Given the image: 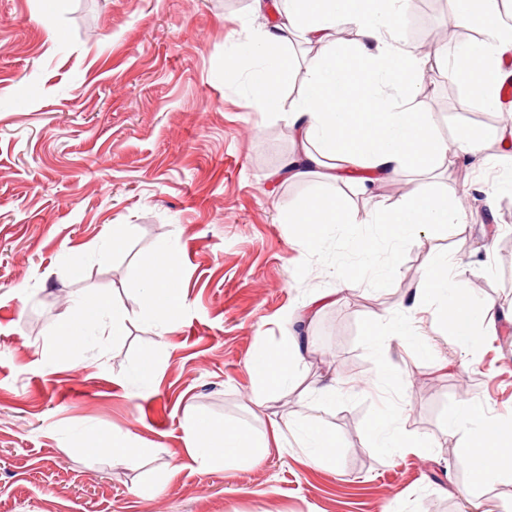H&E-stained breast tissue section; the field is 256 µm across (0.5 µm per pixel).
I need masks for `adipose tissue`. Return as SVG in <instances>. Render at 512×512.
Here are the masks:
<instances>
[{
	"label": "adipose tissue",
	"instance_id": "obj_1",
	"mask_svg": "<svg viewBox=\"0 0 512 512\" xmlns=\"http://www.w3.org/2000/svg\"><path fill=\"white\" fill-rule=\"evenodd\" d=\"M253 4L255 11L267 8L281 15L245 45L253 63L243 74L254 103L264 111L278 110L280 92L296 74L290 31L322 47L306 70L305 94L291 112L301 150L284 166L289 178L319 175L335 182L355 172L359 175L357 191L363 194L370 183L393 178L406 168L429 173L447 158H474L483 151L485 138L480 134L456 138L450 145L441 142L433 132L430 115L408 105L425 66L424 59L398 35L408 0H253ZM449 4L457 23L477 25L483 33L478 46L460 49L463 67L456 75L472 97L496 109L500 86L512 80V70L502 65L503 58L512 55V8L499 6L498 0H449ZM331 30L336 33L332 40L327 37ZM347 30L355 31L356 40L342 39ZM154 260L165 266L167 275L151 278L142 304L162 328L183 304L181 273L175 248L159 250ZM459 277L456 264L431 261L423 294L429 300H446L444 306L435 308V317L465 342L472 340L478 323L489 334H496L495 303L470 295L461 288ZM76 306L80 318L64 320L62 334H83L108 311L113 335H121L126 313L112 307L108 298H81ZM300 357L289 335L276 348H261L248 371L262 391L271 392L290 381ZM396 419V412L390 410L372 425L375 446L393 451L423 448V440L396 427ZM448 431L468 437L462 452L473 462L472 486L488 482L500 469H512L511 421L495 419L482 407L465 405L449 418ZM291 433L298 438L305 466L313 469L335 463V435L321 424L298 419H273L266 431L256 432L239 423L191 414L185 441L188 453L201 467H235L259 462L272 449H283Z\"/></svg>",
	"mask_w": 512,
	"mask_h": 512
}]
</instances>
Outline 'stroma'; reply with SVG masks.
Listing matches in <instances>:
<instances>
[{"label": "stroma", "mask_w": 512, "mask_h": 512, "mask_svg": "<svg viewBox=\"0 0 512 512\" xmlns=\"http://www.w3.org/2000/svg\"><path fill=\"white\" fill-rule=\"evenodd\" d=\"M445 16L423 0L401 36L420 55L437 42L447 55L427 64L414 105L449 143L494 131L500 115L453 78L457 48L480 33L439 41ZM269 20L251 0H69L62 13L52 0H0V512H466L472 500L512 512V473L471 486L462 437L446 427L464 402L512 420V324L459 345L420 299L430 258L446 256L463 287L512 311V194H498L492 164L512 140H487L486 162L407 171L365 195L335 183L362 223L419 182L443 187L466 218L415 238L389 288H341L319 264L298 281L306 249L281 215L322 180L277 172L298 150L288 113L304 77L264 112L225 73ZM128 225L124 248L104 250ZM171 244L186 301L161 333L141 293ZM331 290L335 304L291 326L303 342L292 382L260 395L248 361L281 341L287 314ZM83 295L126 311L121 336L107 315L84 346L50 359ZM392 317L410 318L432 349L395 340L379 363L365 328ZM151 352L160 362L145 385L135 369ZM463 379L474 386L462 395ZM330 382L327 402L316 390ZM392 405L429 447H374L368 426ZM191 413L258 431L319 419L340 457L305 468L292 439L258 463L203 469L186 450ZM116 433L152 456L107 452Z\"/></svg>", "instance_id": "stroma-1"}]
</instances>
